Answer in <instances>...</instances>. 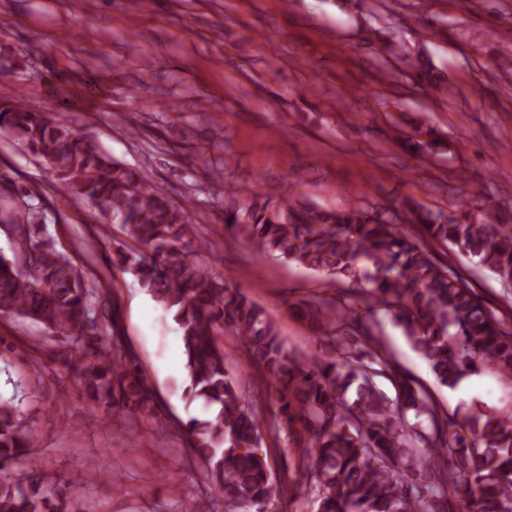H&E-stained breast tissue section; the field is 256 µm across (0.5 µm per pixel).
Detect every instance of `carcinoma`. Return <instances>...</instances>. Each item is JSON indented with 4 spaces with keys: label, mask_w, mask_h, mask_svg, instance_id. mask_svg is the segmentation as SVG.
Here are the masks:
<instances>
[{
    "label": "carcinoma",
    "mask_w": 512,
    "mask_h": 512,
    "mask_svg": "<svg viewBox=\"0 0 512 512\" xmlns=\"http://www.w3.org/2000/svg\"><path fill=\"white\" fill-rule=\"evenodd\" d=\"M0 128L135 243L116 251L112 265L137 276L182 332L188 399L209 416L179 429L226 512H274L297 486L271 476L258 454L264 431L276 439L283 431L302 448L310 461L303 490L316 512H512V408L448 413L393 359L378 319L381 311L390 316L442 386L481 371L512 382V313L484 307L452 264L434 261L430 246L475 259L512 288V224L414 210L413 234L364 209L296 208L286 197L229 214L234 236L265 254L331 286L351 284L341 297L327 290L288 304L318 343L308 356L286 349L273 317L213 270V246L198 235L191 209L141 170L19 96L0 100ZM45 221L31 189L0 205V224L16 226L18 238L13 256L0 254V315L43 327L54 361L95 408L126 418L152 413L155 400L118 329L117 306ZM108 310L111 329L103 331ZM224 335L243 343L254 369L246 386L229 374ZM379 377L395 398L380 390ZM266 394L277 407H261ZM411 415L426 422L423 431ZM22 424L19 402L0 398V512H71L67 490L49 474L17 472L32 447Z\"/></svg>",
    "instance_id": "obj_1"
}]
</instances>
